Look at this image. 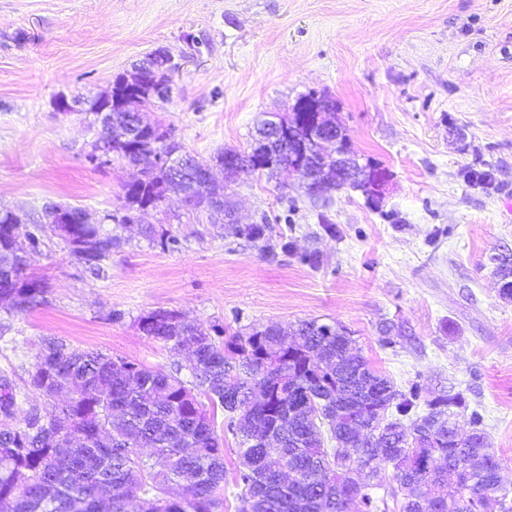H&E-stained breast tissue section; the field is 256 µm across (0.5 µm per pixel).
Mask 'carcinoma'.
<instances>
[{
	"mask_svg": "<svg viewBox=\"0 0 512 512\" xmlns=\"http://www.w3.org/2000/svg\"><path fill=\"white\" fill-rule=\"evenodd\" d=\"M132 115L118 112L102 149L142 165L145 179L124 190L122 210L162 201L170 184L194 188L193 172L173 175L151 157L179 145L154 132L128 141ZM288 151L275 144L259 161L277 167ZM0 223V309L11 316L38 302L23 282L29 250L41 244L29 222ZM78 263L95 275L123 238L101 224H56ZM149 339L173 355H193L190 379L121 357L79 349L58 337L41 341L17 386L0 393V512H218L224 448L206 406L224 412L238 439L237 512H348L358 500L378 512L370 492L390 466L399 512H512L501 463L488 448L477 411L471 433H458L467 409L451 385L422 396L375 369L353 334L336 323L302 321L288 332L224 331L191 325L174 311L139 319ZM415 415L405 429L401 418ZM454 475L456 490L447 491Z\"/></svg>",
	"mask_w": 512,
	"mask_h": 512,
	"instance_id": "1",
	"label": "carcinoma"
}]
</instances>
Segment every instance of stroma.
I'll use <instances>...</instances> for the list:
<instances>
[{"label":"stroma","instance_id":"35a3bbf8","mask_svg":"<svg viewBox=\"0 0 512 512\" xmlns=\"http://www.w3.org/2000/svg\"><path fill=\"white\" fill-rule=\"evenodd\" d=\"M161 50L178 68L146 118L197 160L249 151L259 121L315 91L360 163L387 171L384 200L344 188L323 202L243 172L227 191L264 239L171 193L143 217L154 237L131 225L98 276L44 226L25 271L43 300L11 316L0 379L20 383L47 336L174 372L138 327L155 310L228 338L334 322L398 387L463 391L512 490V299L491 261L512 257V0H0V210L116 213L135 166L91 159L99 127L56 101L108 91Z\"/></svg>","mask_w":512,"mask_h":512}]
</instances>
